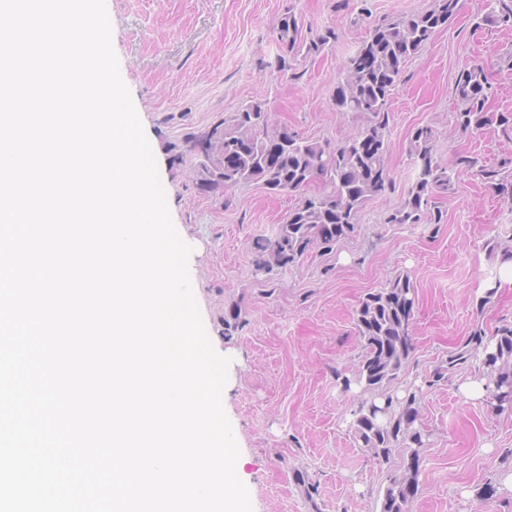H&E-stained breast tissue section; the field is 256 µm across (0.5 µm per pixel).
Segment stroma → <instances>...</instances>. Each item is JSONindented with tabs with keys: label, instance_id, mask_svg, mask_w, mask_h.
<instances>
[{
	"label": "stroma",
	"instance_id": "1",
	"mask_svg": "<svg viewBox=\"0 0 512 512\" xmlns=\"http://www.w3.org/2000/svg\"><path fill=\"white\" fill-rule=\"evenodd\" d=\"M433 0H109L112 46L120 75L157 162L167 206L191 247L188 270L207 335L231 362L224 412L239 447L240 479L253 512H380L391 473L407 449L379 464L357 447L351 411L364 399L355 377L362 347L356 311L366 294L409 275L416 302L414 352L395 381L415 392L425 446L419 492L409 512H512V413L493 412L461 387L483 376L473 361L442 379L449 351L474 325L494 332L512 323V288L489 294L488 274L500 258L486 244L512 247V204L479 173L455 176V192L431 198L416 224H391L413 172L408 155L416 128L434 135L440 165L456 155L512 178V140L497 126L463 134L456 114L458 73L482 66L489 76L486 108L512 113V27H477L478 0H459L455 19L410 58L387 104L392 184L362 206L355 230L332 251L314 246L270 274L256 271L253 243L271 236L301 202L255 184L203 192L190 135L204 133L241 106L258 102L271 123L300 137L337 144L357 135L363 115L333 103L342 66L371 21L393 23L428 10ZM370 18H362L360 8ZM294 13L308 42L335 29L320 54H296L292 71L275 67L286 46L281 20ZM184 161L171 164L173 155ZM440 223H431L434 214ZM235 328H226L228 320ZM304 482H297L296 474ZM312 492H305V485Z\"/></svg>",
	"mask_w": 512,
	"mask_h": 512
}]
</instances>
